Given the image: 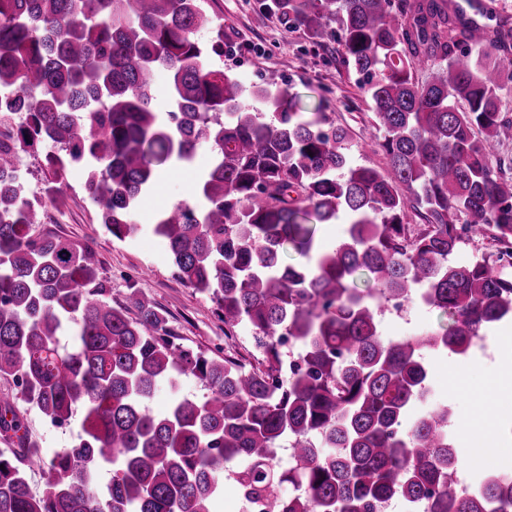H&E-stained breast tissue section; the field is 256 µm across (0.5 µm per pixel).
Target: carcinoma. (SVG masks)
Returning <instances> with one entry per match:
<instances>
[{"label":"carcinoma","instance_id":"cac0c4a2","mask_svg":"<svg viewBox=\"0 0 512 512\" xmlns=\"http://www.w3.org/2000/svg\"><path fill=\"white\" fill-rule=\"evenodd\" d=\"M256 2L312 45L337 44L360 76L385 166L352 162L348 130L298 111L289 88H246L208 64L196 34L211 30L222 54L224 26L199 0H0V87L27 99L0 100V115L22 106L26 116L0 138V377L20 394L0 399V512H214L233 459L243 461L231 474L238 495L267 512H377L390 492L409 512H512V484H458L448 405L403 428L425 399L424 355H464L512 319V279L497 262L450 259L460 224L500 254L512 248V160L499 152L512 143L501 105L512 62L485 48L512 50V16L479 28L448 0ZM46 147L44 195L61 198L81 171L100 224L120 240L140 230L137 203L161 172L211 150L195 197L151 230L225 327L251 328L260 366L184 347L138 290L112 301L93 247L34 233L43 209L11 170ZM341 217L344 237L321 247L317 225ZM287 249L307 262L283 264ZM359 276L373 284L365 293L352 287ZM397 298L450 323L388 340L378 317ZM285 336L295 348L286 374ZM182 374L207 395L174 394L152 414L158 386ZM19 398L53 425L81 414L79 444L48 460L26 447ZM284 439L286 470L276 464ZM285 482L295 495H280Z\"/></svg>","mask_w":512,"mask_h":512}]
</instances>
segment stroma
I'll return each mask as SVG.
<instances>
[{
	"mask_svg": "<svg viewBox=\"0 0 512 512\" xmlns=\"http://www.w3.org/2000/svg\"><path fill=\"white\" fill-rule=\"evenodd\" d=\"M201 5L224 26L221 66L248 85L270 78L277 84L288 85L296 94L301 111L328 113L337 125L348 129L353 161L385 164L383 150L371 139L372 113L353 71L336 63L330 53L309 45L302 31L285 28L274 15L260 11L256 0H201ZM209 157V150L203 149L192 168L163 172L154 190L139 203L137 221L144 230L133 238H113L99 224L96 209L84 192L83 180L77 175L69 178L56 219L36 225L35 231L90 244L99 254L102 275L108 281L113 300L122 301L130 289H138L146 299L168 312L184 346L211 355L229 353L254 364L261 355L253 345L251 331L237 327L233 331V345L225 346V326L215 304L208 295L179 279L164 242L148 229L159 211L191 197ZM446 322L441 311L413 302L399 315L382 311L379 330L385 338L401 339L439 329ZM425 360L427 399L446 402L451 409L449 432L462 461L457 476L465 485H473L475 473L482 470V460L475 450L478 441L489 436L512 448V404H505L491 418L481 417L474 409L477 399L498 395L500 374L512 364V321L486 331L482 342L473 344L466 355L433 352L426 354ZM452 363L468 374L465 386L449 381L448 366ZM16 408L27 425L32 446L39 448L43 456L70 447L81 436L80 419L56 427L24 401H17ZM469 418L476 419L477 426L466 436L461 425Z\"/></svg>",
	"mask_w": 512,
	"mask_h": 512,
	"instance_id": "35a3bbf8",
	"label": "stroma"
}]
</instances>
